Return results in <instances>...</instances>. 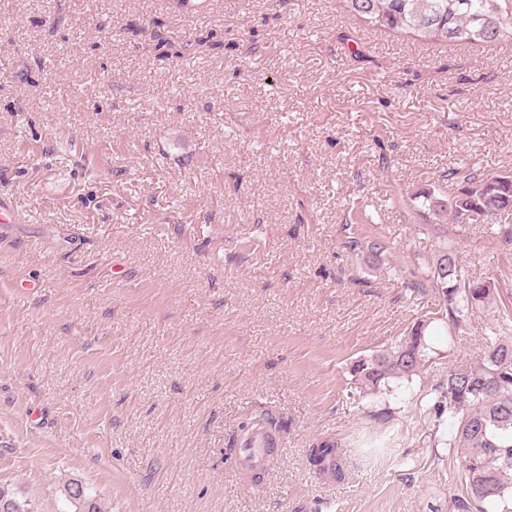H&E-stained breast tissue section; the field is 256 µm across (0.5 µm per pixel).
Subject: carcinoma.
<instances>
[{"label": "carcinoma", "mask_w": 512, "mask_h": 512, "mask_svg": "<svg viewBox=\"0 0 512 512\" xmlns=\"http://www.w3.org/2000/svg\"><path fill=\"white\" fill-rule=\"evenodd\" d=\"M345 11L369 27L410 33L432 42L476 41L512 47V0H340ZM443 179L456 184L447 195L425 189L411 197L418 211L448 216L454 224H485L512 215V170L478 175L450 170ZM428 282L440 307L420 320L408 336L382 350L361 355L350 374L366 396L390 393L412 380L430 357L428 330L434 326L465 334L470 316L494 296L486 280L462 275L453 250L444 247L431 267ZM426 412L447 416L446 445L462 457L467 496L462 512H512V338L485 339L483 353L465 365H450L434 387ZM339 449L321 441L309 450L310 463L326 470L325 460ZM79 512H100L89 489L72 481L64 488Z\"/></svg>", "instance_id": "obj_1"}]
</instances>
